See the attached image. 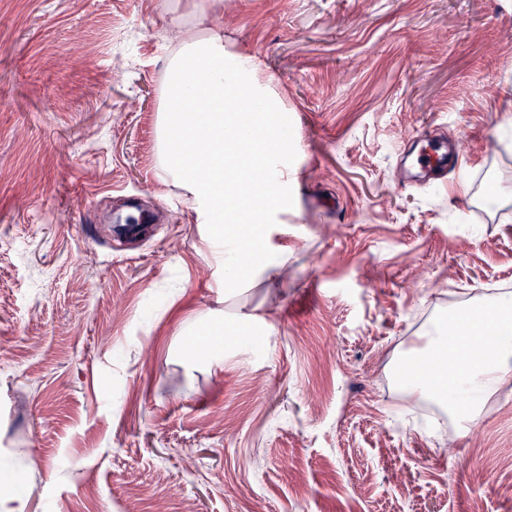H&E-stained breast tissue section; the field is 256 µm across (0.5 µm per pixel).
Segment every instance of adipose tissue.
<instances>
[{"instance_id": "obj_1", "label": "adipose tissue", "mask_w": 512, "mask_h": 512, "mask_svg": "<svg viewBox=\"0 0 512 512\" xmlns=\"http://www.w3.org/2000/svg\"><path fill=\"white\" fill-rule=\"evenodd\" d=\"M248 97L255 107L245 115L240 103ZM280 111L254 61L225 51L222 35H189L168 58L156 121L160 178L186 190L212 243L223 244L228 285L237 278L238 252L262 251L250 231L270 222L288 182L273 165L288 152L275 120ZM434 352L451 368L441 401L459 432H468L489 398L512 385V297L487 303L481 318L460 317L455 336L425 337L398 361L408 394L428 397L416 366Z\"/></svg>"}]
</instances>
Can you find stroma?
Masks as SVG:
<instances>
[{
  "mask_svg": "<svg viewBox=\"0 0 512 512\" xmlns=\"http://www.w3.org/2000/svg\"><path fill=\"white\" fill-rule=\"evenodd\" d=\"M288 112L277 281L159 180L186 31ZM426 136L468 163L414 179ZM512 0H0V470L17 512H512V391L449 450L396 359L512 286ZM153 214L114 236L116 215ZM254 338L235 339L242 317ZM218 335L223 359L194 356Z\"/></svg>",
  "mask_w": 512,
  "mask_h": 512,
  "instance_id": "1",
  "label": "stroma"
}]
</instances>
